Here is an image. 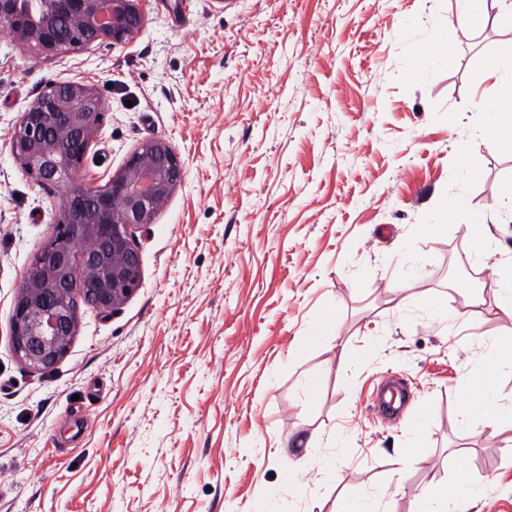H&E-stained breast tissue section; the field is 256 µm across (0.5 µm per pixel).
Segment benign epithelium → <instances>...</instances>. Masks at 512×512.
<instances>
[{"instance_id":"benign-epithelium-1","label":"benign epithelium","mask_w":512,"mask_h":512,"mask_svg":"<svg viewBox=\"0 0 512 512\" xmlns=\"http://www.w3.org/2000/svg\"><path fill=\"white\" fill-rule=\"evenodd\" d=\"M142 0H0V33L43 53L118 44L141 31ZM103 120L99 92L81 81L51 83L22 113L10 151L42 184L73 181ZM184 179L163 137L141 142L103 186L77 184L61 203L59 241L25 272L11 319L15 355L45 372L77 335L80 304L109 315L141 282L137 233L148 229Z\"/></svg>"}]
</instances>
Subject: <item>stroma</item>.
<instances>
[{"instance_id": "1", "label": "stroma", "mask_w": 512, "mask_h": 512, "mask_svg": "<svg viewBox=\"0 0 512 512\" xmlns=\"http://www.w3.org/2000/svg\"><path fill=\"white\" fill-rule=\"evenodd\" d=\"M138 37L45 55L0 34V512H512V424L469 420L463 379L512 403L499 274L512 213L474 258L468 215L512 183V148L458 146L512 54L494 14L437 43L448 0H145ZM428 55L417 66L418 55ZM94 85L103 128L78 179L105 185L143 140L185 179L141 233V283L84 305L67 355L29 370L10 336L65 184L12 157L47 85ZM333 337L305 345L311 322ZM480 318L479 335L467 320ZM319 382L304 389L306 376ZM408 407L382 424L383 377ZM334 460L335 475L321 470ZM300 469L299 486L284 480Z\"/></svg>"}]
</instances>
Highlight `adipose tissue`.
<instances>
[{
    "instance_id": "ef3b65f1",
    "label": "adipose tissue",
    "mask_w": 512,
    "mask_h": 512,
    "mask_svg": "<svg viewBox=\"0 0 512 512\" xmlns=\"http://www.w3.org/2000/svg\"><path fill=\"white\" fill-rule=\"evenodd\" d=\"M500 88V96L490 100L479 98L473 107L482 115V124L474 137L487 146H512V68H504L499 60H491L486 68ZM467 395L469 415L494 413L497 420L512 422V405L499 403L496 395V373L489 370L480 378L465 380L461 386Z\"/></svg>"
}]
</instances>
